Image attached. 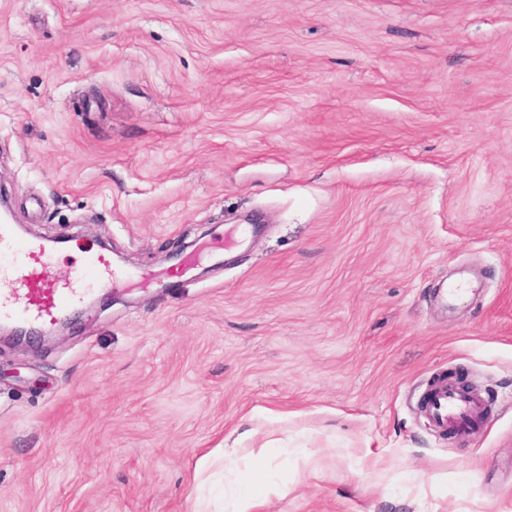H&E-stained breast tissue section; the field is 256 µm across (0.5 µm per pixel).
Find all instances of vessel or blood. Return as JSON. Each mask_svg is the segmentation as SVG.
<instances>
[{"label":"vessel or blood","mask_w":512,"mask_h":512,"mask_svg":"<svg viewBox=\"0 0 512 512\" xmlns=\"http://www.w3.org/2000/svg\"><path fill=\"white\" fill-rule=\"evenodd\" d=\"M0 254L14 261L0 265V282L10 281L9 289H0V318L34 326L53 322L78 305L85 293L83 278L60 280L53 272L50 250L44 245L23 242L14 227L0 224ZM95 283L112 285V263L105 254H97L88 263ZM482 405L479 396L457 388L438 385L425 409L426 418L442 431L465 430L467 421Z\"/></svg>","instance_id":"vessel-or-blood-1"}]
</instances>
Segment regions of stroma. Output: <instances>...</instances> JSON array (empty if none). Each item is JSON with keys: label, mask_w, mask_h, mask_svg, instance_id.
Wrapping results in <instances>:
<instances>
[{"label": "stroma", "mask_w": 512, "mask_h": 512, "mask_svg": "<svg viewBox=\"0 0 512 512\" xmlns=\"http://www.w3.org/2000/svg\"><path fill=\"white\" fill-rule=\"evenodd\" d=\"M0 188L121 274L0 338V512H230L228 438L255 512H512V0H0ZM434 391L424 408L426 418L441 431H465L469 417L482 405L481 398L446 384H439ZM252 465L238 476L245 490L237 496L232 512H253L259 499L268 494L269 485L264 478V449L252 452Z\"/></svg>", "instance_id": "stroma-1"}]
</instances>
